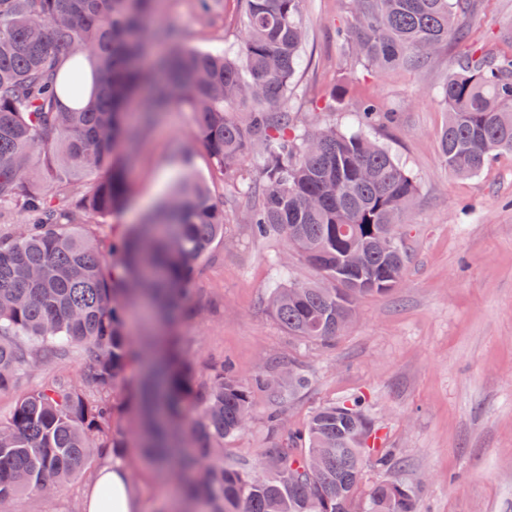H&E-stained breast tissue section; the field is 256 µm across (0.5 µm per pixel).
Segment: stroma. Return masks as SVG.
<instances>
[{
    "instance_id": "35a3bbf8",
    "label": "stroma",
    "mask_w": 512,
    "mask_h": 512,
    "mask_svg": "<svg viewBox=\"0 0 512 512\" xmlns=\"http://www.w3.org/2000/svg\"><path fill=\"white\" fill-rule=\"evenodd\" d=\"M160 23L178 28L186 45L236 47L244 27L238 0H163ZM347 0H304L306 37L287 107L298 123L355 128L356 102L376 99L392 113L369 128L412 172L419 194L401 228L410 263L400 288L363 298L348 328L330 344L298 342L272 316L265 299L277 267L289 278L320 284V275L284 239L256 238L241 216L260 154L243 159L238 179L211 177L214 196L230 218L224 237L200 262L188 297L195 313L179 328L198 371L230 362L244 381L296 366L302 389L256 387L247 428L224 446V459L259 465L271 444L266 416L281 406L294 426L321 406L364 397L380 440L377 450L400 458L391 469L365 460L362 488L399 480L415 487L420 512H512V154L481 173L448 172L439 152L447 114L439 100L457 53L444 47L422 71L380 73L342 59L336 29ZM512 32V0H479L473 36L490 50ZM335 111L322 105L333 89ZM190 113L160 114L127 168L129 204L117 218H88L101 237L141 223L188 168L209 175L204 148L191 135ZM143 512H166L170 488L160 483L136 446L124 450ZM96 464L49 496L23 494L9 512H77Z\"/></svg>"
}]
</instances>
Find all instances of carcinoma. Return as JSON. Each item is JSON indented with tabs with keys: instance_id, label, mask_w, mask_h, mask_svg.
Here are the masks:
<instances>
[{
	"instance_id": "cac0c4a2",
	"label": "carcinoma",
	"mask_w": 512,
	"mask_h": 512,
	"mask_svg": "<svg viewBox=\"0 0 512 512\" xmlns=\"http://www.w3.org/2000/svg\"><path fill=\"white\" fill-rule=\"evenodd\" d=\"M159 0H0V205L37 222L0 237V392L34 367L75 350L80 379L57 376L17 399L0 420V512L18 495L53 494L88 461L126 447L117 390L138 352L128 309L147 301L167 325L186 307L192 277L229 217L206 180L186 173L144 224L117 239L82 234L89 216L112 217L125 202L122 160L134 155L157 110L191 113L192 134L212 169L236 176L264 147L258 198L242 221L281 235L325 285L271 289L268 307L288 332L329 344L366 296L399 287L407 268L401 231L415 177L365 128L307 129L285 104L304 32L303 0H240L238 51L181 45L157 26ZM337 38L366 70L422 69L450 44L462 50L441 100L439 136L448 171L475 176L512 153V51L474 43L476 0H348ZM68 59L70 67L62 69ZM151 90L136 126L132 96ZM252 101L248 119L234 106ZM42 179L32 177L34 168ZM98 179L75 190L87 174ZM357 254L362 264L347 266ZM161 392L144 410L140 437L159 473L181 480V512H419L398 481L360 492L377 429L364 402L319 408L302 428L272 411L273 441L256 469L224 463V443L247 426L249 384L214 365L201 376L178 352L155 369Z\"/></svg>"
}]
</instances>
